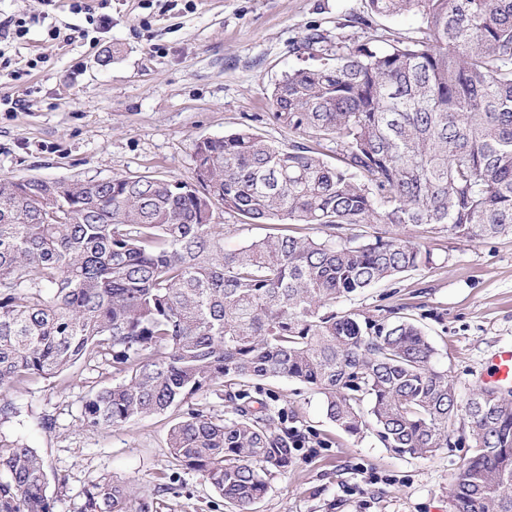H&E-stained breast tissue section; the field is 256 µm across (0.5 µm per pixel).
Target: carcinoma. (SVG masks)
Returning <instances> with one entry per match:
<instances>
[{"label": "carcinoma", "mask_w": 512, "mask_h": 512, "mask_svg": "<svg viewBox=\"0 0 512 512\" xmlns=\"http://www.w3.org/2000/svg\"><path fill=\"white\" fill-rule=\"evenodd\" d=\"M420 18L419 35L356 47L314 28L319 64L275 83L288 143L249 128L194 143L197 185L162 176L64 185L0 178V388L103 361L117 383L83 398L98 430L175 414L174 459L248 512L302 434L274 424L245 386L285 377L321 395L349 435L398 456L447 448L464 414L472 452L453 478L454 512H512V398L462 403L408 317L336 312L430 262L397 233L336 238L345 226H418L467 241L512 236V0H368ZM336 144V164L318 147ZM274 232L224 250L214 208ZM317 225L320 238L288 234ZM238 385L231 410L189 400ZM0 512H53L35 449L0 440ZM74 512H150L109 480Z\"/></svg>", "instance_id": "1"}]
</instances>
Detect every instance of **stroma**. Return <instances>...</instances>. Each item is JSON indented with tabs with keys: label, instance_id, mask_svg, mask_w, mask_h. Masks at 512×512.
I'll use <instances>...</instances> for the list:
<instances>
[{
	"label": "stroma",
	"instance_id": "obj_1",
	"mask_svg": "<svg viewBox=\"0 0 512 512\" xmlns=\"http://www.w3.org/2000/svg\"><path fill=\"white\" fill-rule=\"evenodd\" d=\"M74 0H58L7 49L22 79L0 73V99L23 109L0 112V176L62 184L112 177L164 176L196 185L193 143L249 127L287 141L270 116L271 91L290 70L310 66L298 53L312 27L350 46L373 32L415 36L414 15H372L368 0H106L112 28L91 29ZM62 36L49 40V27ZM85 37L70 38V30ZM431 264L359 293L353 309L381 316L402 309L435 346L460 400L492 372L491 358L512 349V238L476 242L402 228ZM103 369L78 365L24 388L0 390L14 413L0 425L8 440L35 448L54 512H72L102 479L124 486L152 512H235L167 446L168 415L112 429L83 427L82 399L112 384ZM259 400L294 410L305 437L288 469L274 472L253 512H453L451 482L467 446L429 459L399 457L368 435L339 431L320 396L287 378L250 384ZM51 427H44V420Z\"/></svg>",
	"mask_w": 512,
	"mask_h": 512
}]
</instances>
